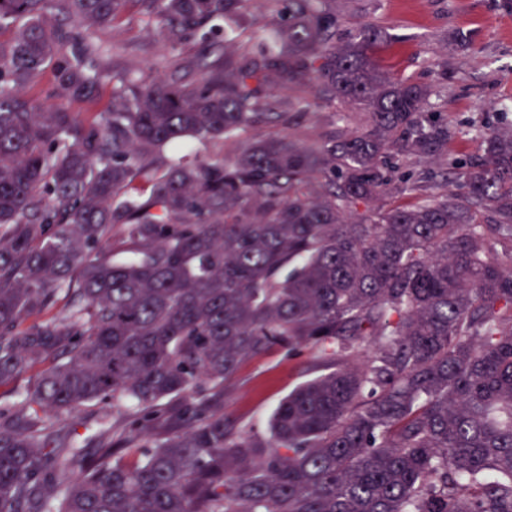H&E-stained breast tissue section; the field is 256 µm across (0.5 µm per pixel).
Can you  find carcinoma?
I'll list each match as a JSON object with an SVG mask.
<instances>
[{
	"mask_svg": "<svg viewBox=\"0 0 512 512\" xmlns=\"http://www.w3.org/2000/svg\"><path fill=\"white\" fill-rule=\"evenodd\" d=\"M250 2L0 0V385L50 362L0 412V512H512V125L429 193L393 159L455 134L379 68L382 33L338 38L334 0ZM129 10L198 51L112 71L92 120L20 97L50 71L91 98L96 30ZM310 84L360 127L307 143L310 102L273 92ZM196 143L217 152L183 162ZM278 348L331 370L267 437L163 404ZM108 398L138 433L92 452L39 415Z\"/></svg>",
	"mask_w": 512,
	"mask_h": 512,
	"instance_id": "cac0c4a2",
	"label": "carcinoma"
}]
</instances>
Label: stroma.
Instances as JSON below:
<instances>
[{
  "label": "stroma",
  "instance_id": "stroma-1",
  "mask_svg": "<svg viewBox=\"0 0 512 512\" xmlns=\"http://www.w3.org/2000/svg\"><path fill=\"white\" fill-rule=\"evenodd\" d=\"M339 33L364 24L385 40L376 51L390 77H412L431 85L428 109L440 113L456 133L454 150L463 156L479 148L477 131L512 123V0H337ZM105 68H154L166 74L171 56L156 26L134 13L97 32ZM309 351L290 357L282 350L246 360L224 384L219 405L243 431L267 433L279 404L298 384L322 374ZM131 413L109 400L45 421L75 446L93 449L104 429L122 428Z\"/></svg>",
  "mask_w": 512,
  "mask_h": 512
}]
</instances>
